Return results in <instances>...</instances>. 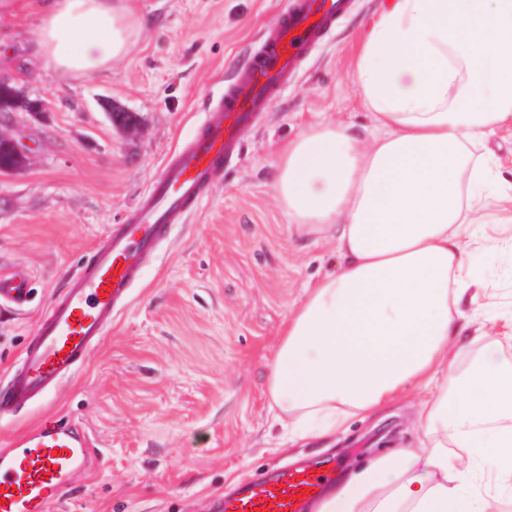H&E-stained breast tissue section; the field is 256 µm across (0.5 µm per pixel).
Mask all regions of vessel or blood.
<instances>
[{"label": "vessel or blood", "mask_w": 512, "mask_h": 512, "mask_svg": "<svg viewBox=\"0 0 512 512\" xmlns=\"http://www.w3.org/2000/svg\"><path fill=\"white\" fill-rule=\"evenodd\" d=\"M350 6V0H291L284 18L261 36L247 70L207 114L200 134L179 146L129 223L106 234L88 263L71 277L65 295L51 305L7 389L0 392V413L45 396L82 366L111 325L116 307L127 299L141 261L200 201L298 61ZM30 296L22 273L0 274V303L21 308ZM94 456L86 434L67 422L45 421L0 453V512H47ZM327 480V475L307 471L257 478L225 500L222 509L300 512L302 502L316 499Z\"/></svg>", "instance_id": "vessel-or-blood-1"}]
</instances>
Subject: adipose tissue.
Returning a JSON list of instances; mask_svg holds the SVG:
<instances>
[{"label": "adipose tissue", "instance_id": "adipose-tissue-1", "mask_svg": "<svg viewBox=\"0 0 512 512\" xmlns=\"http://www.w3.org/2000/svg\"><path fill=\"white\" fill-rule=\"evenodd\" d=\"M38 52L92 76L124 58L138 0H39ZM380 133L320 124L289 142L275 188L293 224H332L338 264L306 289L270 365L289 442L346 432L419 388L418 447L373 458L311 512H489L512 497V317L490 316L465 374L468 246L478 200L496 188L491 137L512 124V0H385L354 71ZM493 447L495 466L463 449Z\"/></svg>", "mask_w": 512, "mask_h": 512}]
</instances>
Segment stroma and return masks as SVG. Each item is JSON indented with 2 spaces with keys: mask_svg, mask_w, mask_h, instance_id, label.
Segmentation results:
<instances>
[{
  "mask_svg": "<svg viewBox=\"0 0 512 512\" xmlns=\"http://www.w3.org/2000/svg\"><path fill=\"white\" fill-rule=\"evenodd\" d=\"M147 19L129 54L90 78H63L33 40L37 0H0V78L38 112L14 115L29 147L0 177V273L24 272L21 310L0 308V387L51 301L107 231L126 223L174 149L196 133L245 56L289 0H141ZM384 0H355L272 97L240 154L197 209L149 256L127 304L86 364L44 400L0 417V450L50 417L90 435L91 469L48 512H222L229 481L286 467L347 473L416 446V387L347 433L276 450L268 364L304 289L334 264L332 231L292 224L273 186L281 148L313 125L375 132L353 73ZM134 128L113 122L111 106ZM475 286L512 314V255L476 247Z\"/></svg>",
  "mask_w": 512,
  "mask_h": 512,
  "instance_id": "stroma-1",
  "label": "stroma"
}]
</instances>
